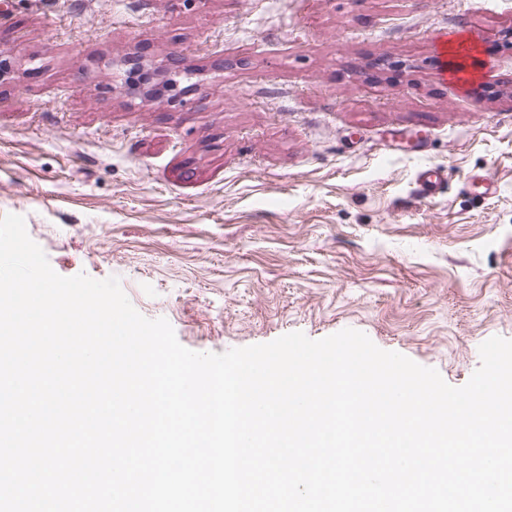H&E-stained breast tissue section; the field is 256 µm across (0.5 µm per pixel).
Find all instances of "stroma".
Returning <instances> with one entry per match:
<instances>
[{
	"mask_svg": "<svg viewBox=\"0 0 512 512\" xmlns=\"http://www.w3.org/2000/svg\"><path fill=\"white\" fill-rule=\"evenodd\" d=\"M2 48L0 216L184 347L353 328L460 387L512 339V0H0ZM173 53L182 101L128 89ZM447 178V170L440 165L429 166L418 173L420 193L425 197L434 196L441 190Z\"/></svg>",
	"mask_w": 512,
	"mask_h": 512,
	"instance_id": "stroma-1",
	"label": "stroma"
}]
</instances>
